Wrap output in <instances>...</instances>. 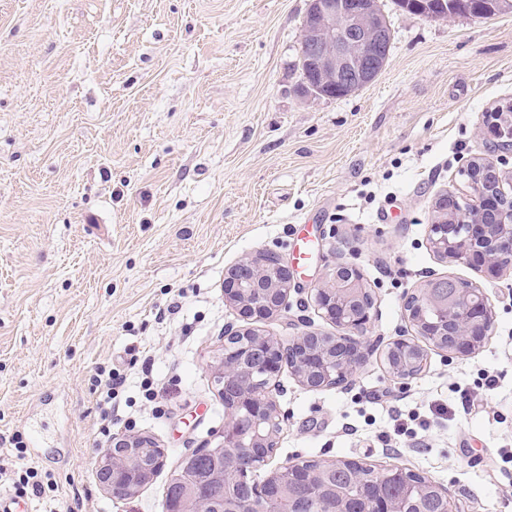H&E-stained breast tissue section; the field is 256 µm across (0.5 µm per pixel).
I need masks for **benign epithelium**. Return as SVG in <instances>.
Here are the masks:
<instances>
[{"mask_svg": "<svg viewBox=\"0 0 512 512\" xmlns=\"http://www.w3.org/2000/svg\"><path fill=\"white\" fill-rule=\"evenodd\" d=\"M391 35L378 0H309L302 23L301 93L312 99L347 96L371 84L386 63L374 46ZM462 175L472 199L461 204L453 192L433 204L429 241L441 257L496 275L512 269V194L505 191L497 163L476 157ZM295 287L294 271L278 254L246 258L231 267L224 279V298L247 320L273 316ZM323 317L337 334L303 330L283 343L253 327L224 331L217 382L227 407L224 431L214 444L212 469L200 474L180 469L169 483L181 487L180 497L166 512H242L239 503L224 499L221 508L202 494L211 482L236 483L255 465L266 461V449L282 430V419L270 389L282 364L305 389L334 388L349 381L368 359L366 340L374 297L360 269L348 262L327 268L313 288ZM412 335L420 345L400 336L386 345L384 359L398 380L416 376L408 363L424 368L428 350L448 357L475 353L491 335L495 318L489 298L478 285L455 278L430 280L403 299ZM245 413L251 434H239L238 414ZM237 449L232 467L222 449ZM164 449L150 436L125 435L97 458L96 478L114 498L134 496L160 470Z\"/></svg>", "mask_w": 512, "mask_h": 512, "instance_id": "benign-epithelium-1", "label": "benign epithelium"}]
</instances>
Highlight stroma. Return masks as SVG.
<instances>
[{"label": "stroma", "instance_id": "obj_1", "mask_svg": "<svg viewBox=\"0 0 512 512\" xmlns=\"http://www.w3.org/2000/svg\"><path fill=\"white\" fill-rule=\"evenodd\" d=\"M380 7L393 38L377 79L306 100L307 0H0V489L25 464L58 483L34 512H165L172 472L227 420L216 357L244 320L224 300L225 272L275 251L296 287L257 329L284 342L334 334L311 287L344 261L374 295V351L322 391L282 370L283 430L252 479L348 459L450 488L458 512H512L498 465L512 448V270L494 278L428 242L435 198L467 193L473 156L512 172V146L486 121L512 104V12ZM448 277L484 289L495 328L476 353L429 352L399 381L383 351L406 326L403 297ZM107 366L127 376L111 435L164 450L123 500L95 476L109 444L93 380Z\"/></svg>", "mask_w": 512, "mask_h": 512}]
</instances>
